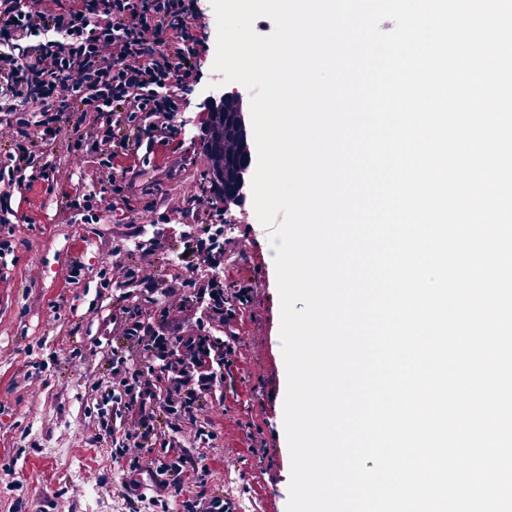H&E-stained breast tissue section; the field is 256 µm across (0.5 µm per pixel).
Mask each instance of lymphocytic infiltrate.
Returning <instances> with one entry per match:
<instances>
[{"mask_svg": "<svg viewBox=\"0 0 512 512\" xmlns=\"http://www.w3.org/2000/svg\"><path fill=\"white\" fill-rule=\"evenodd\" d=\"M198 17L194 0H0V211L38 181L66 182L62 169L45 164L63 138L68 152L97 156L91 180L111 193L119 223H140L129 199L140 166L167 176L180 167L174 138L199 78ZM210 203L204 195L163 200L159 235L185 246L186 292L151 263L103 268L108 282L127 286V302L108 327L120 344L87 391L112 403L92 441L111 439L134 464L158 449L169 453L155 499L180 500L184 512L203 510L182 495L201 477L183 437L208 441L218 371L240 358L237 342L216 345L212 333L246 310L253 291L247 281L224 283L230 240L222 225L195 222ZM202 266L208 276L199 275Z\"/></svg>", "mask_w": 512, "mask_h": 512, "instance_id": "f902f5d3", "label": "lymphocytic infiltrate"}]
</instances>
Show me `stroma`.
<instances>
[{
  "mask_svg": "<svg viewBox=\"0 0 512 512\" xmlns=\"http://www.w3.org/2000/svg\"><path fill=\"white\" fill-rule=\"evenodd\" d=\"M199 35L203 48L197 69L201 80L187 95L188 109L174 145L182 168L165 178L144 168L131 197L145 222L159 220L150 203L159 193L200 194L202 168L198 141L206 125L204 103L221 84L214 70L217 22L211 0H199ZM50 166L68 170L66 185L39 181L13 197L16 223L0 226L8 245L0 250V512H125L116 487L130 474L129 462L117 457L111 442L90 445L86 430L96 421L100 404L87 397L88 385L110 353L101 324L120 305L127 289L102 287L105 258L119 253L128 265L153 261L168 273L167 247L156 248L142 225L117 229L109 202H102L97 223H86L81 212L65 207L66 193L97 192L90 179L93 159L56 148ZM254 221L232 225L230 237L248 245L247 255L229 259L227 281L249 280L264 305L243 312L228 325L237 334L242 366L224 377L223 403L214 405L209 430L211 444L188 448L203 471L202 481L186 487L185 496H208L223 490L232 474L234 501L253 512L261 496L262 454L251 453L246 437L255 434L270 443L273 459L290 468L291 456L282 407L265 409L259 392L268 363L283 365L281 308L275 272L268 263V237L257 236ZM39 263H32V254ZM75 268L67 281L60 270ZM91 492L74 493L76 484Z\"/></svg>",
  "mask_w": 512,
  "mask_h": 512,
  "instance_id": "1",
  "label": "stroma"
}]
</instances>
